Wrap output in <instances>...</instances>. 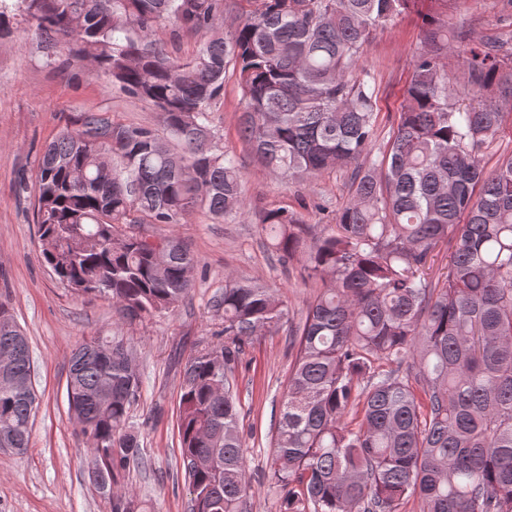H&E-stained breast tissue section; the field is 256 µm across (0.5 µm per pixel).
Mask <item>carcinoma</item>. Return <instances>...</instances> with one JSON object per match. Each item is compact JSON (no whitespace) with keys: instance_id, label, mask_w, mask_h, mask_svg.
<instances>
[{"instance_id":"cac0c4a2","label":"carcinoma","mask_w":512,"mask_h":512,"mask_svg":"<svg viewBox=\"0 0 512 512\" xmlns=\"http://www.w3.org/2000/svg\"><path fill=\"white\" fill-rule=\"evenodd\" d=\"M0 0V28L20 11L45 46L65 49L160 112L163 131L92 110L38 164L42 256L77 295L112 301L130 321L175 311L195 260L174 233L192 209L224 222L248 202L236 154L211 125L224 76L238 74V134L286 180L351 170L335 223L259 211L283 265L303 261L318 291L293 333L296 356L268 459L282 512H512V152L487 171L502 131L497 98L512 63L495 41L448 27L427 0ZM415 13V53L390 139L378 143L375 80L359 69L372 33ZM230 29L218 33L220 26ZM208 33L197 53H166L158 32ZM463 61L464 88L448 73ZM451 244L448 275L426 272ZM224 340L183 368L177 428L191 512H248L253 487L230 380L246 347L290 321L264 284L224 273L212 304ZM28 337L0 303V441L26 450L36 404ZM142 374L131 343L91 336L71 359L68 409L88 447L89 480L117 482L143 463L130 422ZM111 512H141L127 490Z\"/></svg>"}]
</instances>
